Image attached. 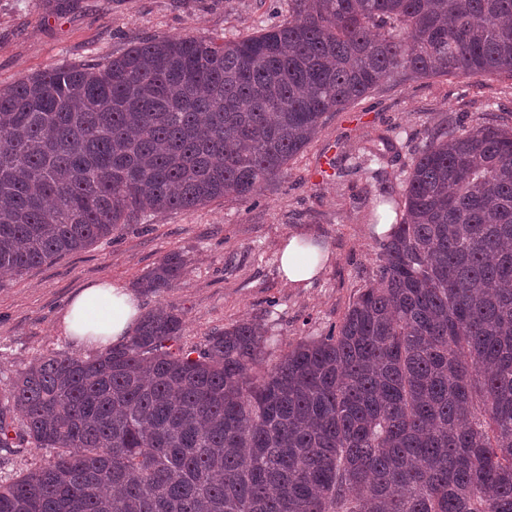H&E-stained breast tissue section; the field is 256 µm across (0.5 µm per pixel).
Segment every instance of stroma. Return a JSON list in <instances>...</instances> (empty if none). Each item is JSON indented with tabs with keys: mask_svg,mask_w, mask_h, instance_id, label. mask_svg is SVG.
Returning a JSON list of instances; mask_svg holds the SVG:
<instances>
[{
	"mask_svg": "<svg viewBox=\"0 0 512 512\" xmlns=\"http://www.w3.org/2000/svg\"><path fill=\"white\" fill-rule=\"evenodd\" d=\"M287 16L288 0H0V86L52 66L102 61L144 38L229 40ZM488 122L512 127V76L388 80L344 111L327 113L285 177L264 185L254 205L221 198L150 215L23 275L0 273V379L52 352L91 356L62 325L72 296L101 280L135 286L172 251L186 259L185 271L168 292L140 293L142 312L178 310L187 349L203 347L232 323L260 321L266 360L277 361L338 325L371 279L382 240L372 219L392 218L390 203L402 196L399 175L425 131ZM385 128L404 146L378 181L364 149ZM323 165L329 174L317 177ZM298 231L333 253L308 288L288 287L278 272V246Z\"/></svg>",
	"mask_w": 512,
	"mask_h": 512,
	"instance_id": "obj_1",
	"label": "stroma"
}]
</instances>
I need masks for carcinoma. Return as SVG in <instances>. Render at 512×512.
Returning <instances> with one entry per match:
<instances>
[{
    "label": "carcinoma",
    "instance_id": "cac0c4a2",
    "mask_svg": "<svg viewBox=\"0 0 512 512\" xmlns=\"http://www.w3.org/2000/svg\"><path fill=\"white\" fill-rule=\"evenodd\" d=\"M502 73L512 0H288L234 41L141 39L25 76L0 88V269L148 212L254 202L385 80ZM403 197L336 329L265 369L261 323L193 358L172 308L119 347L34 360L0 388V448L51 454L0 482V512H512V130L426 133Z\"/></svg>",
    "mask_w": 512,
    "mask_h": 512
}]
</instances>
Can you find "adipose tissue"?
Wrapping results in <instances>:
<instances>
[{"label": "adipose tissue", "mask_w": 512, "mask_h": 512, "mask_svg": "<svg viewBox=\"0 0 512 512\" xmlns=\"http://www.w3.org/2000/svg\"><path fill=\"white\" fill-rule=\"evenodd\" d=\"M332 260L328 248L302 233L288 236L278 252L279 271L293 288L311 287ZM139 318L136 295L121 283L103 281L71 298L63 326L78 344L100 348L125 341Z\"/></svg>", "instance_id": "obj_1"}]
</instances>
